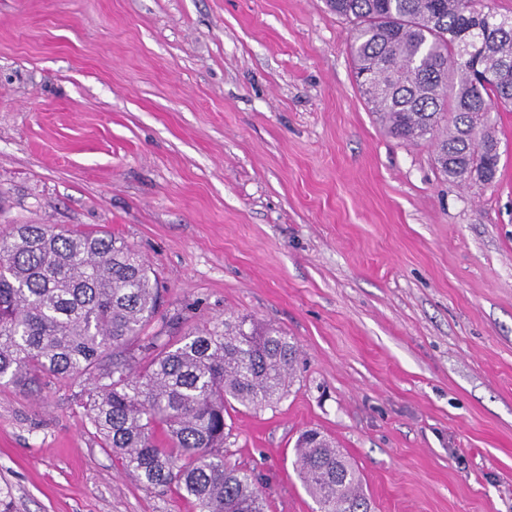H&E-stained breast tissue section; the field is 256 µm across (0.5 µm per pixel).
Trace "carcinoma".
I'll return each instance as SVG.
<instances>
[{
  "label": "carcinoma",
  "mask_w": 512,
  "mask_h": 512,
  "mask_svg": "<svg viewBox=\"0 0 512 512\" xmlns=\"http://www.w3.org/2000/svg\"><path fill=\"white\" fill-rule=\"evenodd\" d=\"M354 25L356 82L389 134L428 143L456 183L493 182L494 105L512 106V16L486 0H328ZM161 288L142 255L97 230L16 224L0 234V382L36 391L48 378L89 380L88 420L146 487H174L198 512H266L254 472L228 464L224 414L278 404L297 345L248 317L146 337ZM293 470L318 512H372L358 469L318 430Z\"/></svg>",
  "instance_id": "obj_1"
}]
</instances>
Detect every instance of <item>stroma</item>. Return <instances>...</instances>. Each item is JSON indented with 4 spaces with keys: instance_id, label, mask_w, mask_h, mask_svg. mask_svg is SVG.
<instances>
[{
    "instance_id": "obj_1",
    "label": "stroma",
    "mask_w": 512,
    "mask_h": 512,
    "mask_svg": "<svg viewBox=\"0 0 512 512\" xmlns=\"http://www.w3.org/2000/svg\"><path fill=\"white\" fill-rule=\"evenodd\" d=\"M326 0H0V233L108 232L164 287L165 338L247 315L293 336L275 408L229 411L267 512H311L301 431L373 512H512V107L492 184L378 123ZM91 390L0 386V512H195L125 474Z\"/></svg>"
}]
</instances>
